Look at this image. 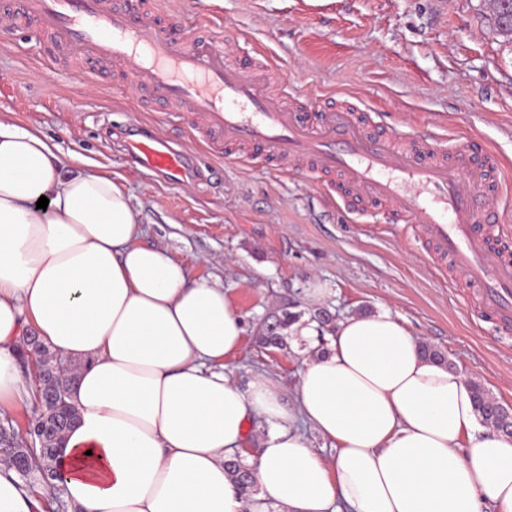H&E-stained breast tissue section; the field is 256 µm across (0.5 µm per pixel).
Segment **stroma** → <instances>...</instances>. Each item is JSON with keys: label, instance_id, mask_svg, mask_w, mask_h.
Wrapping results in <instances>:
<instances>
[{"label": "stroma", "instance_id": "1", "mask_svg": "<svg viewBox=\"0 0 512 512\" xmlns=\"http://www.w3.org/2000/svg\"><path fill=\"white\" fill-rule=\"evenodd\" d=\"M179 33L221 27L241 63L265 61L289 106L317 122L328 97L366 101L379 128L473 138L496 153L500 200L512 226V38L494 26L488 0H165ZM33 27L0 34V116L75 153L131 198L142 244L168 249L197 280H220L245 317L231 363L239 384L255 372L293 394L306 343L262 347L258 327L288 304L334 319L386 308L417 337L504 405H512V328L478 320L460 276L436 274L408 223L387 205L352 214L304 168L215 157L191 117L145 111L130 81L109 71V92L83 67L57 65ZM187 150L192 183L174 184L126 150L131 119ZM327 295L309 301L314 285Z\"/></svg>", "mask_w": 512, "mask_h": 512}]
</instances>
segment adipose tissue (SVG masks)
Segmentation results:
<instances>
[{
	"label": "adipose tissue",
	"instance_id": "ef3b65f1",
	"mask_svg": "<svg viewBox=\"0 0 512 512\" xmlns=\"http://www.w3.org/2000/svg\"><path fill=\"white\" fill-rule=\"evenodd\" d=\"M142 233L111 176L0 117V408L33 388L20 337L82 361L59 453L81 512H512V437L479 425L466 377L422 357L404 321L297 325L312 354L284 403L273 376L239 386L245 321L223 284ZM255 424L245 496L225 463ZM0 512H41L2 464Z\"/></svg>",
	"mask_w": 512,
	"mask_h": 512
}]
</instances>
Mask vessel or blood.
Returning a JSON list of instances; mask_svg holds the SVG:
<instances>
[{
    "mask_svg": "<svg viewBox=\"0 0 512 512\" xmlns=\"http://www.w3.org/2000/svg\"><path fill=\"white\" fill-rule=\"evenodd\" d=\"M157 0H0V21L33 26L68 58L120 70L142 91L150 111L191 115L206 145L256 150L268 165H305L342 173L354 213L393 204L411 219L431 248L440 273L465 275L484 321L512 326V237L496 183L499 162L491 151L474 159V143L448 148L442 135L396 130L369 132L359 112L329 103L318 123H307L270 89L260 67L230 61L217 28L197 27L172 38ZM129 154L170 181L192 178L191 157L170 141L133 123Z\"/></svg>",
    "mask_w": 512,
    "mask_h": 512,
    "instance_id": "b4317fda",
    "label": "vessel or blood"
}]
</instances>
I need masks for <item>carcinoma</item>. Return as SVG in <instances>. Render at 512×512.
I'll return each mask as SVG.
<instances>
[{"label": "carcinoma", "instance_id": "obj_1", "mask_svg": "<svg viewBox=\"0 0 512 512\" xmlns=\"http://www.w3.org/2000/svg\"><path fill=\"white\" fill-rule=\"evenodd\" d=\"M299 312H292L284 308L280 312L268 316L259 327V344L263 347L273 343L275 347L283 346V330L298 320ZM38 360L42 362L44 374L41 378V386L44 387V394L38 398L36 404L26 413L25 432L19 433L11 429V438L17 446L25 443V437L31 435L30 429L35 422L45 419L51 423L50 431L46 435L44 447L35 450L36 459L32 461L29 470L16 474L21 486L33 489L40 486L50 494H60V482L52 484L42 483V471H57V454L61 447L65 430L77 419L75 408L69 402V388L72 380L60 372L59 363L67 361V358L50 350L48 347L38 353ZM471 387L478 410L479 421L484 425L492 426L496 431L508 434L507 428L503 426L502 409L503 405L492 397L480 384L473 382ZM232 473L239 490L243 494H250L256 491L255 477L240 459L235 455L226 463Z\"/></svg>", "mask_w": 512, "mask_h": 512}]
</instances>
